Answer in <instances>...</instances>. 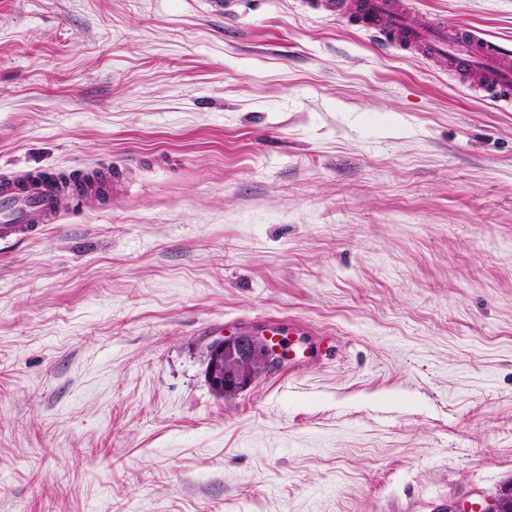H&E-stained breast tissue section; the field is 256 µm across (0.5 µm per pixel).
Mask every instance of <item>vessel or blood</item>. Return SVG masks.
Listing matches in <instances>:
<instances>
[{"instance_id":"b4317fda","label":"vessel or blood","mask_w":512,"mask_h":512,"mask_svg":"<svg viewBox=\"0 0 512 512\" xmlns=\"http://www.w3.org/2000/svg\"><path fill=\"white\" fill-rule=\"evenodd\" d=\"M317 5L357 20L382 49H421L454 71L473 76L489 99L512 104V51L479 32L443 19L417 22L407 0H318ZM102 178L99 172L68 182L52 173L29 179L1 178L0 238L58 223Z\"/></svg>"}]
</instances>
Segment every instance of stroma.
Instances as JSON below:
<instances>
[{
    "instance_id": "1",
    "label": "stroma",
    "mask_w": 512,
    "mask_h": 512,
    "mask_svg": "<svg viewBox=\"0 0 512 512\" xmlns=\"http://www.w3.org/2000/svg\"><path fill=\"white\" fill-rule=\"evenodd\" d=\"M512 49V0H409ZM0 512H436L512 482V105L314 0H0ZM313 328L231 398L213 337ZM103 173L64 182L52 173L29 179H0V238L35 226L56 224L74 209L78 199L97 185Z\"/></svg>"
}]
</instances>
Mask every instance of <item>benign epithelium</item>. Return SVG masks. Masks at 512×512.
I'll return each mask as SVG.
<instances>
[{
  "instance_id": "benign-epithelium-1",
  "label": "benign epithelium",
  "mask_w": 512,
  "mask_h": 512,
  "mask_svg": "<svg viewBox=\"0 0 512 512\" xmlns=\"http://www.w3.org/2000/svg\"><path fill=\"white\" fill-rule=\"evenodd\" d=\"M291 354L290 341L282 335L273 336L265 330L226 334L212 339L205 347L206 379L216 395H236L253 381L246 369L257 366L265 372ZM438 512H512V494L501 490L486 500L483 507L455 501Z\"/></svg>"
}]
</instances>
